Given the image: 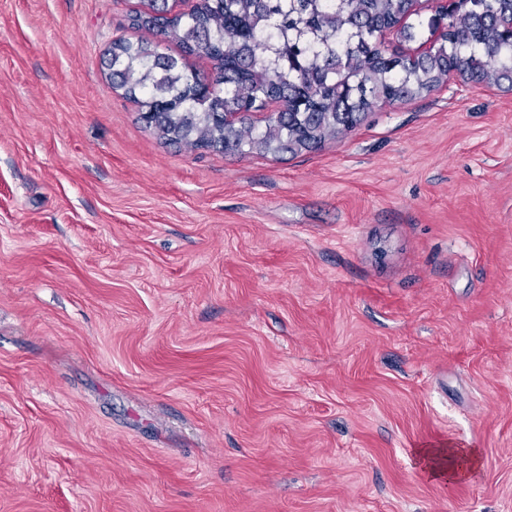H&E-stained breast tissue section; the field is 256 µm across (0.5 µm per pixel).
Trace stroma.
<instances>
[{
	"label": "stroma",
	"instance_id": "obj_1",
	"mask_svg": "<svg viewBox=\"0 0 512 512\" xmlns=\"http://www.w3.org/2000/svg\"><path fill=\"white\" fill-rule=\"evenodd\" d=\"M145 8L0 0V512H512V85L195 149Z\"/></svg>",
	"mask_w": 512,
	"mask_h": 512
}]
</instances>
